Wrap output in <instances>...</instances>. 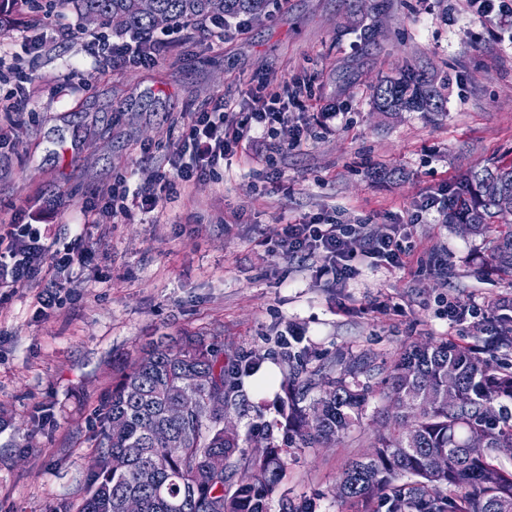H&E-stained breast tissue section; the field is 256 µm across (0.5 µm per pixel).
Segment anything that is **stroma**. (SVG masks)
<instances>
[{"label": "stroma", "instance_id": "stroma-1", "mask_svg": "<svg viewBox=\"0 0 512 512\" xmlns=\"http://www.w3.org/2000/svg\"><path fill=\"white\" fill-rule=\"evenodd\" d=\"M42 23L57 34L36 54L21 50L23 21L0 35V56L18 54L32 78L25 109L0 112V220L40 199L49 236L63 245L83 233L96 256L57 278L61 302L47 314L35 311V289L0 297V512L75 500L116 365L150 341L199 332L225 358L257 352L277 368L273 389L244 379L228 412L249 451L255 424L279 418L289 353L313 366L359 354L387 366L410 345L448 340L512 364V349L490 342L512 320V277L484 265L487 238L440 215L411 226V268L365 266L342 287L316 275L314 258L271 254L284 223L397 224L442 184L512 158V16L476 17L467 0H270L265 17L220 42L201 27L157 29L162 50L147 67L100 64L88 47L98 27L72 5ZM405 68L449 77L441 112L375 110L374 86ZM263 84L308 86L336 109L333 126L298 114L311 135L275 168L260 162L259 138L155 212L84 223L81 207L101 188L139 186L166 164L172 118L219 100L249 112ZM383 168L399 178L375 180ZM451 301L480 307L481 325L449 321ZM293 328L304 340L284 349ZM381 406L373 397L341 442L292 450L283 491L340 512L337 476Z\"/></svg>", "mask_w": 512, "mask_h": 512}]
</instances>
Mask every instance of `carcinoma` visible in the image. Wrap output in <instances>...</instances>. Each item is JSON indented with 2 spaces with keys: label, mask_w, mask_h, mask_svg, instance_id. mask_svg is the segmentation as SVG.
Segmentation results:
<instances>
[{
  "label": "carcinoma",
  "mask_w": 512,
  "mask_h": 512,
  "mask_svg": "<svg viewBox=\"0 0 512 512\" xmlns=\"http://www.w3.org/2000/svg\"><path fill=\"white\" fill-rule=\"evenodd\" d=\"M78 18L102 28L124 18L123 30L148 36L161 26H201L209 21L259 18L269 0H63ZM38 0H0V30L14 17L38 12ZM376 109L388 115L437 112L442 95L427 77L404 69L373 90ZM512 159L471 171L448 189L446 223L466 234L495 228L489 261L512 277ZM262 363L257 353L224 362V352L203 336L152 341L130 359L98 414L94 468L78 492V506L63 512H124L129 497L140 512H269L280 496L281 512H316L311 498L281 493L288 449L318 448L362 424L369 397L381 389L383 430L369 451L348 459L336 482L341 505L379 502L387 512H512V468L499 461L512 448V369L496 367L474 351L447 341L413 345L376 379L370 357H341L308 367L288 360L281 401L288 443L274 425L259 429L265 451L247 454L235 431L213 414L208 401L224 397L237 405L238 380ZM457 382L448 400V373ZM485 442L472 457L466 448ZM440 454L446 467L436 470Z\"/></svg>",
  "instance_id": "1"
}]
</instances>
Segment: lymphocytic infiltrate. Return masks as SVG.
Returning <instances> with one entry per match:
<instances>
[{
	"instance_id": "1",
	"label": "lymphocytic infiltrate",
	"mask_w": 512,
	"mask_h": 512,
	"mask_svg": "<svg viewBox=\"0 0 512 512\" xmlns=\"http://www.w3.org/2000/svg\"><path fill=\"white\" fill-rule=\"evenodd\" d=\"M93 48L106 60L117 58L134 66H149L157 60L156 45L149 38L112 42L98 37ZM280 100L279 91L261 88L254 93L246 117H237L218 102L210 111L193 112L185 120L172 121L166 137L174 150L167 169L157 172L151 182L135 188L127 180L118 179L99 190L97 197L103 207L94 210V217L105 213L124 215L133 207L146 213L154 211L161 203L173 200L179 186L217 172L225 155L246 147L257 131L270 143L265 163L274 164L277 154L299 146L309 134L307 127L297 126L292 128L289 140H279L278 126L289 122L287 113L278 107ZM40 212V201L33 199L29 202L28 221L15 218L0 224V291L10 292L39 282L49 271L70 270L91 259L93 250L83 235H75L60 247L49 241L35 223ZM407 226L391 224L385 233L374 235L364 224L289 223L283 225L272 253L279 258L317 257V275L330 277L340 285L357 277L366 261L392 269L411 266L414 252L405 242Z\"/></svg>"
}]
</instances>
